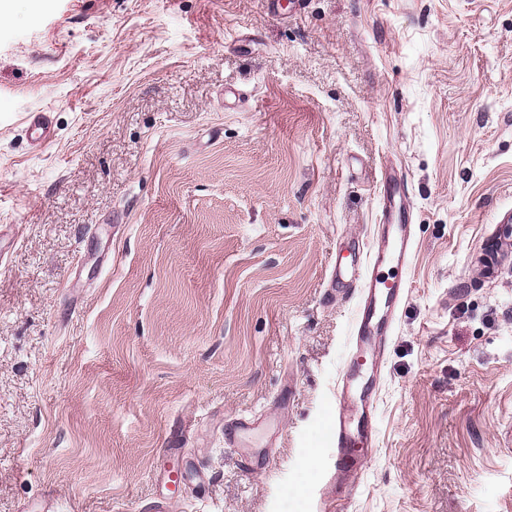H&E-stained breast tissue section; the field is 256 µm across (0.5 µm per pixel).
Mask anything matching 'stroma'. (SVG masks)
I'll return each mask as SVG.
<instances>
[{
	"label": "stroma",
	"instance_id": "35a3bbf8",
	"mask_svg": "<svg viewBox=\"0 0 512 512\" xmlns=\"http://www.w3.org/2000/svg\"><path fill=\"white\" fill-rule=\"evenodd\" d=\"M0 4V512H512V0ZM389 178L408 288L340 487L331 276Z\"/></svg>",
	"mask_w": 512,
	"mask_h": 512
}]
</instances>
